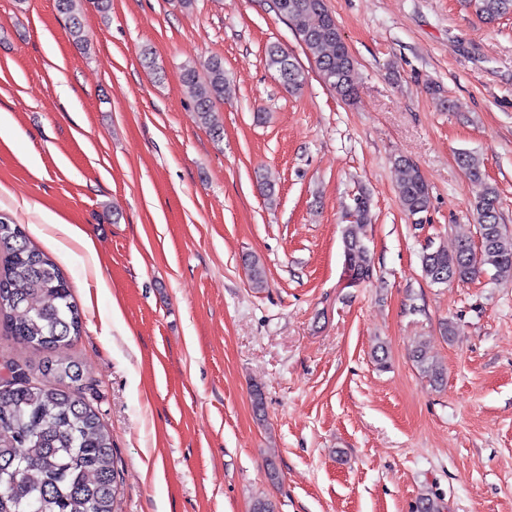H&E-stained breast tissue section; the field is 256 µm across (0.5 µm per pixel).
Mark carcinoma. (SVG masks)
Instances as JSON below:
<instances>
[{"label": "carcinoma", "mask_w": 512, "mask_h": 512, "mask_svg": "<svg viewBox=\"0 0 512 512\" xmlns=\"http://www.w3.org/2000/svg\"><path fill=\"white\" fill-rule=\"evenodd\" d=\"M80 0H56L68 30L80 42ZM281 18L313 59L322 82L344 101L356 96L355 60L343 41L325 0H282ZM475 15L487 24L512 14V0H469ZM266 64L282 74L291 92L302 89L303 70L280 46L266 50ZM201 124L215 136V106L224 96V64L211 58L204 72L190 67L182 76ZM460 163L475 179L482 178L479 158L463 153ZM402 172L398 197L403 210L420 217L430 209L426 180L409 159L395 160ZM500 194L488 184L473 207L480 243L461 242L450 253L428 246L421 270L432 284L467 283L485 268L498 278L512 279V232L499 223ZM350 223L341 230L345 265L353 281L368 279L373 263L367 245L371 202L364 193L353 198ZM0 322L12 336L44 353L41 368L19 366L24 376L0 385V512H117L121 470L112 435L99 412L85 399L84 373L72 358L58 354L82 331V317L69 284L57 265L31 247L24 230L0 218ZM413 361L434 384L444 382V370L418 348ZM441 499L424 494L416 512H442Z\"/></svg>", "instance_id": "obj_1"}]
</instances>
